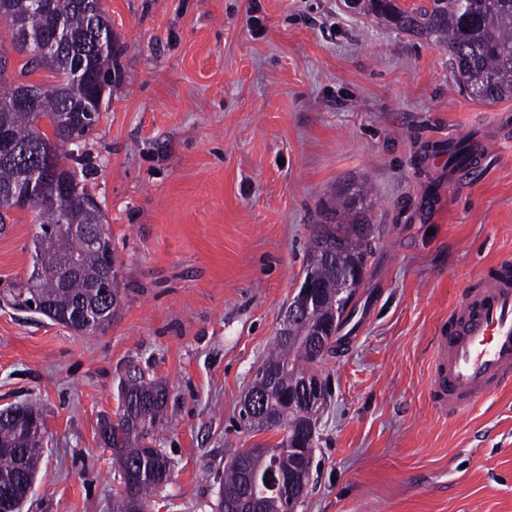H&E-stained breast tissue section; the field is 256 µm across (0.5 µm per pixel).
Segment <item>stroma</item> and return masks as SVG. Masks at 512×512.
Here are the masks:
<instances>
[{"label":"stroma","mask_w":512,"mask_h":512,"mask_svg":"<svg viewBox=\"0 0 512 512\" xmlns=\"http://www.w3.org/2000/svg\"><path fill=\"white\" fill-rule=\"evenodd\" d=\"M121 48L77 167L108 221L126 294L81 336L0 308V409H43L21 512H111L96 442L135 362L166 383L173 477L150 512H213L231 448L268 447L241 400L339 189L370 187L371 253L343 341L316 367L297 512H512V387L472 411L431 398L434 336L482 273L512 261V100L472 98L435 40L345 0H102ZM262 36H253L251 16ZM481 165L448 170V147ZM31 211L0 228V288L32 269Z\"/></svg>","instance_id":"1"}]
</instances>
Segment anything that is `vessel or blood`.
<instances>
[{
  "mask_svg": "<svg viewBox=\"0 0 512 512\" xmlns=\"http://www.w3.org/2000/svg\"><path fill=\"white\" fill-rule=\"evenodd\" d=\"M434 407L461 414L512 385V266L487 273L433 342Z\"/></svg>",
  "mask_w": 512,
  "mask_h": 512,
  "instance_id": "b4317fda",
  "label": "vessel or blood"
}]
</instances>
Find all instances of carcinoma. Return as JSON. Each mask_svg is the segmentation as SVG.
I'll return each mask as SVG.
<instances>
[{"instance_id": "carcinoma-1", "label": "carcinoma", "mask_w": 512, "mask_h": 512, "mask_svg": "<svg viewBox=\"0 0 512 512\" xmlns=\"http://www.w3.org/2000/svg\"><path fill=\"white\" fill-rule=\"evenodd\" d=\"M61 18V40L51 56L40 50L49 33L51 18L33 7L32 0H0V28L10 33L11 48L29 55L25 69L51 66L60 82L44 89L34 110L12 106L17 93L30 88L8 74L9 56L0 43V127L11 139L29 149L21 163L0 160V224L15 209L7 192L21 186L22 167L35 166V149L40 141L59 143L58 178L67 184V194L47 202L34 201L36 223L44 240H31L32 271L28 278L15 281L4 290L3 299L11 308L24 310L39 300L56 311L82 307L97 316L113 304L121 303L125 288L119 271L112 274V293L99 296L93 285L102 277L105 254L88 245L86 239L59 228L61 224H91L111 237L102 210L88 205L90 194L75 168L82 153L66 148L71 139H87L97 127L98 101L92 89L83 86V76L91 72L106 78L118 71L119 47L112 43V27L101 0H54ZM361 10L371 13L393 29L433 38L448 49V62L459 84L473 98L486 104L512 99V0H430V6L402 7L397 0H364ZM64 112H90L85 124L60 122ZM47 121L52 134L40 128ZM369 192L364 185L345 187L328 208L330 224L314 236L307 266L317 273L321 297L311 314L288 327V337L274 336L263 364L275 367L278 376L268 388L264 379H254L251 388L267 390L266 402L275 418L270 423L256 420L248 429L272 431L288 427L296 430L307 417L288 412V390L312 376L317 357L334 352L341 338L326 341L325 350L313 345L317 325L336 318L343 326L351 317L346 312L345 284L336 277V266L362 268L368 255V235L356 225L366 223L364 203ZM336 224H331V221ZM115 416H100L97 437L112 449L124 491L112 498V512H138L150 505L151 494L171 480V460L153 446V433L163 425L168 388L150 378L137 365H131L118 387ZM43 444V421L38 408L23 405L0 411V499L10 496L25 501L31 490L27 475L39 470ZM312 445L300 452L288 451L282 439L269 448L234 450L224 470L220 490L226 493L256 495L259 512H285L290 504L281 489L298 468V458L310 457ZM271 474L276 486L265 482Z\"/></svg>"}]
</instances>
